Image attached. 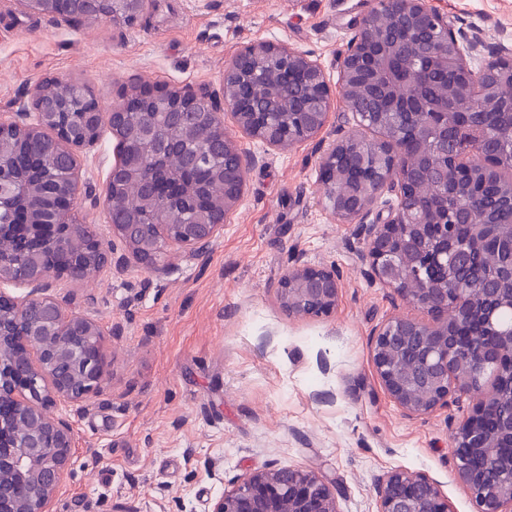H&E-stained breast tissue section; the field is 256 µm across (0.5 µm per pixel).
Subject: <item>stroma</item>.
Instances as JSON below:
<instances>
[{"instance_id": "35a3bbf8", "label": "stroma", "mask_w": 512, "mask_h": 512, "mask_svg": "<svg viewBox=\"0 0 512 512\" xmlns=\"http://www.w3.org/2000/svg\"><path fill=\"white\" fill-rule=\"evenodd\" d=\"M480 30L512 39V0H429ZM373 0H148L134 24L64 25L0 0V112L24 111L45 77L88 86L104 110L145 83L220 93L231 56L256 38L285 42L332 66L354 17ZM224 128L259 155L231 224L197 260L170 246L166 273L137 263L58 289L69 311L94 317L109 372L102 392L66 408L78 446L55 512H208L224 488L266 468L318 471L340 512H374L376 480L422 472L456 512L476 505L456 477L451 424L470 400L410 418L389 398L371 360L378 325L417 316L371 279L357 225L320 204L315 143L280 151ZM116 140L103 129L80 154L74 213L124 253L103 209ZM336 270L340 298L320 318L289 316L277 284L294 262Z\"/></svg>"}]
</instances>
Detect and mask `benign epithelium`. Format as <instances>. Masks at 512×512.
<instances>
[{
	"label": "benign epithelium",
	"mask_w": 512,
	"mask_h": 512,
	"mask_svg": "<svg viewBox=\"0 0 512 512\" xmlns=\"http://www.w3.org/2000/svg\"><path fill=\"white\" fill-rule=\"evenodd\" d=\"M103 0H69L68 11L58 17L66 24L101 15ZM420 48L425 62L432 68L448 64L453 53L471 89L484 99L481 109H469V122L457 128L448 140V109L433 107L427 111L425 100L404 87H416L412 71L395 65V60L409 42ZM275 58L281 62L274 71L279 90L299 86L293 111L300 117L299 133L284 136L273 122L260 120L261 111L247 107L253 97L254 80L260 64ZM370 66L383 69L389 110L414 123L425 136L442 137L437 155L426 150L441 192L427 201L419 191L420 175L401 153L396 139L378 134L375 139L355 141L345 134L328 144L319 164L324 186V208L342 223L357 224L365 241L362 260L369 265V276L392 288L398 296L417 307L424 318L395 317L382 322L372 340V359L377 376L391 399L409 417L429 415L446 409L463 397L474 399L472 408L452 432L453 458L458 480L478 506V512H512V460L500 463L491 457L493 443L481 433L477 423L499 412V385L489 394L482 392L486 374L500 381L503 372L512 374L506 362L512 355V326L501 331L497 347L489 350L479 344L467 350L459 347L454 327L470 320L478 310L475 298L452 292L446 282L431 278L434 269L445 275L469 264L470 254L454 234L458 224L472 223V206L458 211L448 220V211L438 210V202L457 180L460 171L473 168L472 152L479 150L472 142V132L484 113L497 102L500 73L512 83V46L505 42L488 43L478 32L458 26L448 15L429 6L427 0H377L372 8L353 25L346 46L337 58L338 89L345 106L357 125L377 131V113L366 107L364 71ZM136 95L145 100H165L170 104L169 125L158 127L152 114L140 113L132 126L125 122L121 106L102 111L97 98L87 92V101L78 109L73 124L59 122L55 116L70 108L49 101L39 92L32 93L27 112H1L0 135L7 130L43 131L64 148L73 159V168L65 173L56 201V220L41 226L42 232L55 240L69 239L76 228L66 223L72 202L80 190L79 154L97 143L95 134L105 122L112 124L117 140L116 155L110 168L104 204L113 234L127 252L111 257L97 232V225L86 224L81 238L82 249L71 254L67 263H52L33 270L29 276L13 273L12 267L0 264V512H53L54 501L64 487L76 431L73 422L48 409L79 403L103 391L109 361L103 345L104 332L94 319L70 312L54 292L64 282H79L98 276L107 266L123 270L129 259L145 269L161 274L168 267V248L177 244L192 258L204 255L219 237L242 199L246 187L245 173L259 162L255 154L240 151L224 131V122L215 126L213 144L220 151H231V167L224 168V201L209 224H137L121 221L108 207L111 189L126 181L130 164L124 153V141L150 139L157 152L150 158L154 166L166 154L180 149V143L192 135L194 127L207 116L198 103L213 110L230 109L240 130L269 148L288 150L315 140L325 129L334 109L330 72L320 59L297 51L286 43L257 38L243 46L224 68L223 101L207 93L188 88L172 89L138 86L126 90L122 99ZM353 148L365 155L383 158L375 169L377 189L349 195H336V183L348 173L336 166V157ZM479 167L495 170L502 186L512 196V171L502 170L490 157L481 156ZM145 201L162 197L156 178L137 182ZM396 197L387 212L374 211L384 193ZM440 228L431 233L428 228ZM408 266V275L426 283L418 291L402 284L400 269ZM5 284L27 286L23 297L4 289ZM277 294L289 314L318 318L335 308L340 296L336 271L325 267L296 263L282 276ZM483 297L500 303L487 309L485 318L492 322L503 308L512 310V288L488 286ZM404 354L410 369L395 368L393 356ZM473 452L490 456L489 469L510 472L506 480H491L484 472L467 463ZM376 512H455L453 504L438 485L424 473L394 469L378 478L375 485ZM337 489L314 470L270 468L255 472L224 490L211 504L209 512H339Z\"/></svg>",
	"instance_id": "7a95c632"
}]
</instances>
